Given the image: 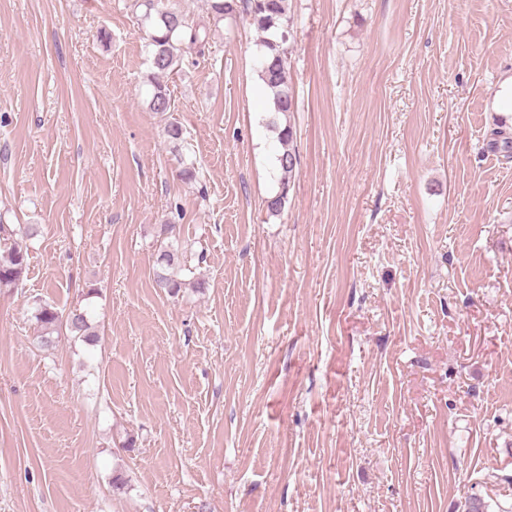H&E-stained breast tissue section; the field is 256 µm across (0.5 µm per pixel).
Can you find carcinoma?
I'll return each instance as SVG.
<instances>
[{"mask_svg": "<svg viewBox=\"0 0 512 512\" xmlns=\"http://www.w3.org/2000/svg\"><path fill=\"white\" fill-rule=\"evenodd\" d=\"M208 18L218 23L226 18H241L259 34V46L263 48L258 74L272 101V127L277 131L280 150L277 167L280 173L278 191L267 197L266 210L271 215L281 213L292 180L299 171V154L294 146V130L291 114L295 112V99L288 84V57L283 44L290 36L288 0H206ZM142 8L140 21L146 29L147 46L152 73V86L148 101L152 112L172 111V97L163 78L178 70L183 56L201 52L207 43V33L201 25L187 18L179 9L167 4V0H136ZM40 225L24 224L10 229L0 224V289H12L22 284L28 268L26 241L38 236ZM156 285L169 295H177L184 288L201 290L206 281L200 278L185 279L181 273L187 270L185 250L168 244L159 252ZM62 315L47 302L36 305L35 319L39 326L40 343L50 347ZM66 324L72 336L93 346L98 333L82 313L67 316Z\"/></svg>", "mask_w": 512, "mask_h": 512, "instance_id": "1", "label": "carcinoma"}]
</instances>
